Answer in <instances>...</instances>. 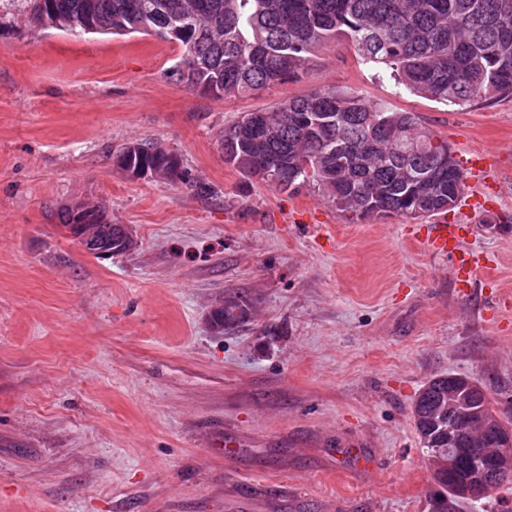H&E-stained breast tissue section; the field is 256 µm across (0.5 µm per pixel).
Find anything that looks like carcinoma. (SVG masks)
Listing matches in <instances>:
<instances>
[{
	"label": "carcinoma",
	"mask_w": 512,
	"mask_h": 512,
	"mask_svg": "<svg viewBox=\"0 0 512 512\" xmlns=\"http://www.w3.org/2000/svg\"><path fill=\"white\" fill-rule=\"evenodd\" d=\"M501 0H29L32 24L55 27L67 19L72 32L89 21L98 33L171 38L169 24L187 11L201 25L175 38L184 47L177 80L215 98L249 97L296 79L314 52L344 40L358 62L387 74L396 93L407 92L445 105L512 97V10ZM262 126L247 115L220 137L224 162L247 181L282 192L313 188L337 209L368 221L389 214L411 217L456 207L463 174L448 141L427 130L413 112H399L357 91L320 89L259 111ZM131 168L164 169L173 153L160 145L130 142L115 152ZM61 226L78 237L81 222L94 224L97 247L110 250L122 225L94 209L78 215L62 208ZM256 299L228 291L208 324L222 335L253 317ZM426 463L437 489L429 512H459L476 506L512 482L494 477L474 497L451 494L469 459L448 469V447L491 450L477 419L486 413L497 426L512 419L493 407L483 389L467 391L458 379L437 376L420 390L411 409Z\"/></svg>",
	"instance_id": "cac0c4a2"
}]
</instances>
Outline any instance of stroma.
Here are the masks:
<instances>
[{
  "label": "stroma",
  "mask_w": 512,
  "mask_h": 512,
  "mask_svg": "<svg viewBox=\"0 0 512 512\" xmlns=\"http://www.w3.org/2000/svg\"><path fill=\"white\" fill-rule=\"evenodd\" d=\"M179 42L32 28L0 0V512H428L411 408L438 375L512 403V98L396 95L347 42L295 81L215 99L176 81ZM419 115L465 174L483 282L429 251V218L350 220L315 191L248 183L218 136L311 91ZM132 141L178 182L126 177ZM216 190L204 200L190 183ZM103 203L132 250L97 258L58 212ZM259 303L213 335L225 291Z\"/></svg>",
  "instance_id": "1"
}]
</instances>
